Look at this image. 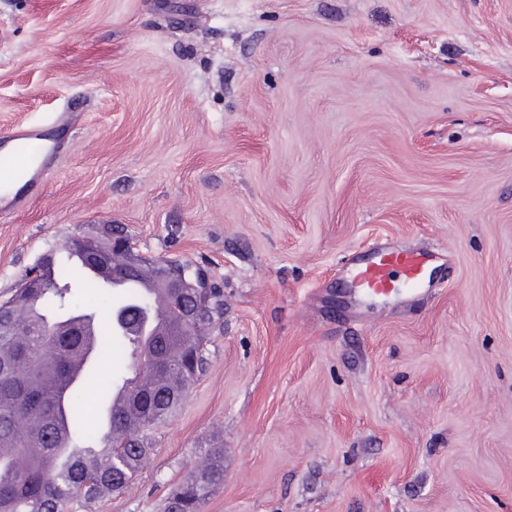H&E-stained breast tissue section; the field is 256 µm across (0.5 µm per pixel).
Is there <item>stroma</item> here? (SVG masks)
<instances>
[{
    "label": "stroma",
    "mask_w": 512,
    "mask_h": 512,
    "mask_svg": "<svg viewBox=\"0 0 512 512\" xmlns=\"http://www.w3.org/2000/svg\"><path fill=\"white\" fill-rule=\"evenodd\" d=\"M65 113L0 214V300L122 226L224 313L149 465L73 512H512V0H0V136ZM420 288L353 285L373 246ZM224 481V451L212 448L204 466L190 480L178 485L168 498L166 512H200L213 487Z\"/></svg>",
    "instance_id": "obj_1"
}]
</instances>
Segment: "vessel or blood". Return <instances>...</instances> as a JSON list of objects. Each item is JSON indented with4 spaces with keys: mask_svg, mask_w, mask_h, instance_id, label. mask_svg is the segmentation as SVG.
Listing matches in <instances>:
<instances>
[{
    "mask_svg": "<svg viewBox=\"0 0 512 512\" xmlns=\"http://www.w3.org/2000/svg\"><path fill=\"white\" fill-rule=\"evenodd\" d=\"M65 122V117L60 116L47 123L18 127L0 141V209L13 210L40 185L59 145L57 131ZM428 261V256L419 253L377 250L357 260L354 280L366 292L383 295L392 291L396 279L418 283ZM142 358V348L132 349L124 375L113 381L112 401L100 412L104 431H111L120 419L132 422L128 392L131 384L144 381L140 369Z\"/></svg>",
    "mask_w": 512,
    "mask_h": 512,
    "instance_id": "vessel-or-blood-1",
    "label": "vessel or blood"
}]
</instances>
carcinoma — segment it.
I'll list each match as a JSON object with an SVG mask.
<instances>
[{
  "mask_svg": "<svg viewBox=\"0 0 512 512\" xmlns=\"http://www.w3.org/2000/svg\"><path fill=\"white\" fill-rule=\"evenodd\" d=\"M53 287L32 294L18 288L0 303V512H69L72 505L119 492L142 470L149 456L138 430L147 426L143 403L156 409L154 424L167 420L180 406L185 392L203 372L207 326L223 302L210 300L202 307L207 318L200 330L183 321L175 309H164L165 322L148 335L124 334L113 328V309H90L77 299V291L104 292L101 283L68 265L49 269ZM75 306L82 316H94V352L76 381L68 379L69 353L83 344L81 336H48L49 325L58 329ZM137 342L145 352L144 369L150 377L145 388H135L131 403L138 417L137 428L125 431L126 447L113 448L114 438L90 428L85 394L97 383L100 366L112 347ZM57 352L48 362L44 355ZM42 421L39 439L45 453L32 451L31 434L19 428L21 417ZM88 444L85 455L70 461L57 457L54 443L58 425ZM224 481V450L213 448L204 466L190 480L178 485L168 498L166 512H201L213 487Z\"/></svg>",
  "mask_w": 512,
  "mask_h": 512,
  "instance_id": "1",
  "label": "carcinoma"
}]
</instances>
